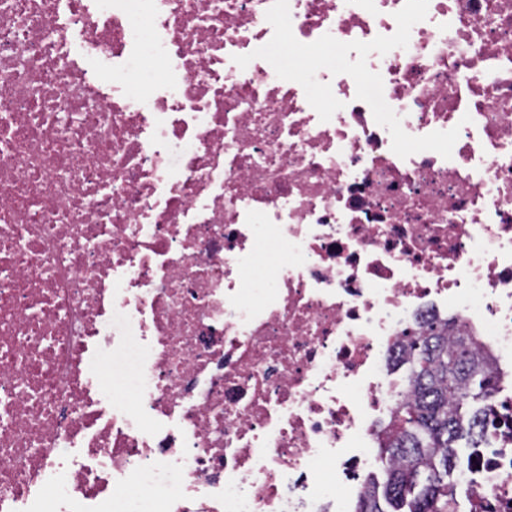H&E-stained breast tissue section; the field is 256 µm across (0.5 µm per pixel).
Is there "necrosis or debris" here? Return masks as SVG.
Segmentation results:
<instances>
[{"label":"necrosis or debris","mask_w":512,"mask_h":512,"mask_svg":"<svg viewBox=\"0 0 512 512\" xmlns=\"http://www.w3.org/2000/svg\"><path fill=\"white\" fill-rule=\"evenodd\" d=\"M288 3L308 44L405 0ZM272 4L0 0V512H349L423 323L512 361V0H429L367 58L448 159L349 75L324 122L239 67ZM473 455L457 512H512V395Z\"/></svg>","instance_id":"obj_1"}]
</instances>
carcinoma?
I'll return each instance as SVG.
<instances>
[{
  "instance_id": "cac0c4a2",
  "label": "carcinoma",
  "mask_w": 512,
  "mask_h": 512,
  "mask_svg": "<svg viewBox=\"0 0 512 512\" xmlns=\"http://www.w3.org/2000/svg\"><path fill=\"white\" fill-rule=\"evenodd\" d=\"M446 325L428 323L410 338L411 397L399 401L378 454L384 483L372 480L358 512H455L449 476L457 442L483 435L491 410L489 374L465 352V338L448 344Z\"/></svg>"
}]
</instances>
